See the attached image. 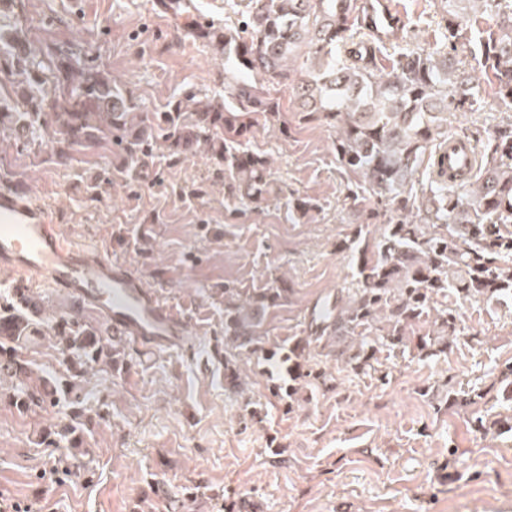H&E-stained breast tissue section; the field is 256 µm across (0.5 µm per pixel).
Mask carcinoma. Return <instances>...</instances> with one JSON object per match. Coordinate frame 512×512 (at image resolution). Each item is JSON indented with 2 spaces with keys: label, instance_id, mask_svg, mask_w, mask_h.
Instances as JSON below:
<instances>
[{
  "label": "carcinoma",
  "instance_id": "cac0c4a2",
  "mask_svg": "<svg viewBox=\"0 0 512 512\" xmlns=\"http://www.w3.org/2000/svg\"><path fill=\"white\" fill-rule=\"evenodd\" d=\"M442 45L411 50L361 25L352 0H251L236 27L190 19L187 0H155L163 13L185 19L187 34L224 55V94L175 97L163 112H142L116 82L86 59L77 66L60 56L58 79L73 84L68 98L51 94L39 74L26 73L21 102L0 107V130L20 143L51 128L63 147L52 153L63 164L69 151L104 144L113 165L128 168L157 149L171 158L203 154L224 166V190L244 205L260 204L273 193L269 159L248 147L254 129L282 112L280 88L290 89L298 109L319 114L336 127L332 146L336 165L351 195L369 193L383 205L374 210L382 231L372 247L361 246L358 230L346 249L357 257L352 288L314 309L310 333L288 344L278 360L288 381L274 391L288 399L327 377L308 364L310 343L336 336L356 340L347 365L361 371L383 347L414 346L427 356L445 353L461 334L456 308H437L436 297L456 300L512 299V122L489 135L475 169L457 182L435 176L438 153L450 137L448 113L473 110L480 83L456 67L461 53L474 55L484 82L499 107L512 112V0H447ZM490 16L494 24L482 27ZM395 52L389 70L376 66L386 46ZM428 158L429 205L411 219L415 200L408 191L415 168ZM283 285H271L254 298L226 306L224 333L251 334L260 310L277 303ZM434 318L432 332L421 325ZM50 336L66 354V374L34 375L19 350ZM99 323L73 309L48 312L27 288L0 294V379L11 378L6 401L25 413L60 403L77 406L86 398L84 383L112 365L104 351ZM481 390L448 391L447 407L476 405ZM469 422L477 431L512 433V416L490 421L479 411ZM39 443L56 448L87 444L78 424L50 425Z\"/></svg>",
  "mask_w": 512,
  "mask_h": 512
}]
</instances>
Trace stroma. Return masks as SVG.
Here are the masks:
<instances>
[{
	"label": "stroma",
	"mask_w": 512,
	"mask_h": 512,
	"mask_svg": "<svg viewBox=\"0 0 512 512\" xmlns=\"http://www.w3.org/2000/svg\"><path fill=\"white\" fill-rule=\"evenodd\" d=\"M402 41L440 39L444 0H400ZM0 35L36 56L46 88L60 92L53 51L93 55L149 112L185 92L224 89V58L187 35L154 0H0ZM287 134L258 129L250 148L271 161L276 196L242 206L204 157H146L138 172L113 167L103 148L51 159L52 136L28 145L0 132V186L24 185L62 234L127 263L161 301L193 323L183 349L150 357L125 344L89 380L81 408L22 413L0 402V501L29 512H512V435L475 432L449 390L488 388L512 361V301L466 302L464 336L424 360L380 350L354 371L343 343L310 348L332 378L306 386L296 410L272 392L266 361L306 335L317 299L355 280L342 245L369 223L372 199H353L332 151L334 130L296 109L282 90ZM490 87L478 110L448 117L450 132L485 137L511 121ZM316 203L293 212L296 197ZM285 281L246 351L239 387L225 376L224 291L239 299ZM80 420L90 454L37 445L51 423Z\"/></svg>",
	"instance_id": "obj_1"
}]
</instances>
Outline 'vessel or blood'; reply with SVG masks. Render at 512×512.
<instances>
[{
  "instance_id": "1",
  "label": "vessel or blood",
  "mask_w": 512,
  "mask_h": 512,
  "mask_svg": "<svg viewBox=\"0 0 512 512\" xmlns=\"http://www.w3.org/2000/svg\"><path fill=\"white\" fill-rule=\"evenodd\" d=\"M446 154L450 170L471 169L472 145L450 142ZM0 270L62 290L96 309L114 336L146 354L180 348L191 332L190 320L161 303L128 265L97 247L68 242L52 210L8 188L0 190Z\"/></svg>"
}]
</instances>
